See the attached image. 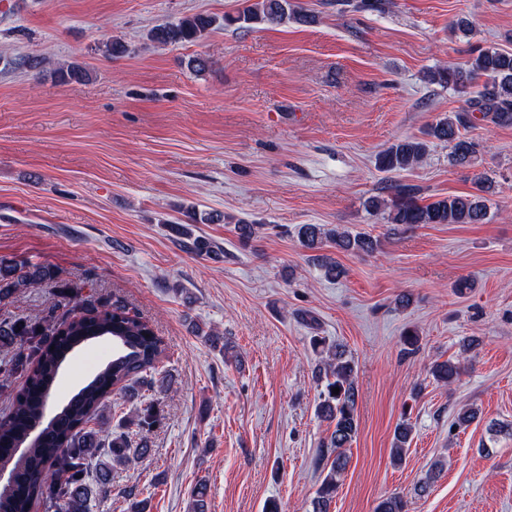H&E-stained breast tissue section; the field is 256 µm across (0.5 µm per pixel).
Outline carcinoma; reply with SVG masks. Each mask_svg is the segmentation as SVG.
Returning a JSON list of instances; mask_svg holds the SVG:
<instances>
[{
    "label": "carcinoma",
    "instance_id": "carcinoma-1",
    "mask_svg": "<svg viewBox=\"0 0 512 512\" xmlns=\"http://www.w3.org/2000/svg\"><path fill=\"white\" fill-rule=\"evenodd\" d=\"M306 23L315 16L296 9L292 0H256L224 24L250 30L267 21H281L288 15ZM215 19L191 14L175 23L160 24L152 29L150 40L159 45L194 43L214 26ZM52 73L62 81L80 82L84 71L77 65L59 66ZM429 81L454 88L465 97V107L431 125L425 135L452 144V160L469 164L478 152L479 143L467 136L474 127L475 114L499 125H512V52L475 47L464 71L448 67L429 72ZM427 141L405 138L382 150L376 159L379 169L405 171L422 162ZM392 195L374 197L373 210L388 211L394 227L415 224H484L488 220L487 195L493 191L492 180L479 176L473 191L454 194L432 202L419 201L415 188L391 187ZM227 223L242 239L252 238L265 228L241 219L227 217ZM176 233L186 237L182 246L198 255L217 256L221 248L202 237H193L184 229ZM300 244L313 252V260L325 275L340 278L344 270L334 258L319 253L330 245L343 253L373 252L380 240L364 233L325 224H303L297 232ZM58 279L51 266L27 263L19 265L0 259V301L19 292L41 288ZM67 309L32 323L24 319H0V346L13 349V355L0 361V390L10 388L13 378H24L22 388L9 398L8 413L0 420V466L15 464L14 451L27 444L33 426L41 425L40 441L27 449L25 466L10 487H0V512H33L43 506L45 512H89L93 496L106 492L112 484V466L126 465L144 457L148 436L160 421L151 405L136 413V426L142 434L140 446L133 448L129 436L113 429L103 418L112 394L135 398L139 392L155 389L157 364L166 351L164 341L152 326L130 313L120 303L98 306L67 285L61 286ZM101 336H110L119 350L112 360L87 385L79 389L53 420L41 424L51 398L52 379L70 351L80 344ZM318 377L326 380L325 391L317 407L318 414L334 424L323 458L327 473L313 501V512H329L336 495L340 475L349 462L346 449L358 432L356 364L341 346H331L321 360ZM462 365L448 359L431 367L434 380L450 385L459 380ZM339 388V393L332 389ZM412 428L399 424L394 432L393 462L399 464L411 438ZM376 512H406L403 496L394 493L382 499Z\"/></svg>",
    "mask_w": 512,
    "mask_h": 512
}]
</instances>
